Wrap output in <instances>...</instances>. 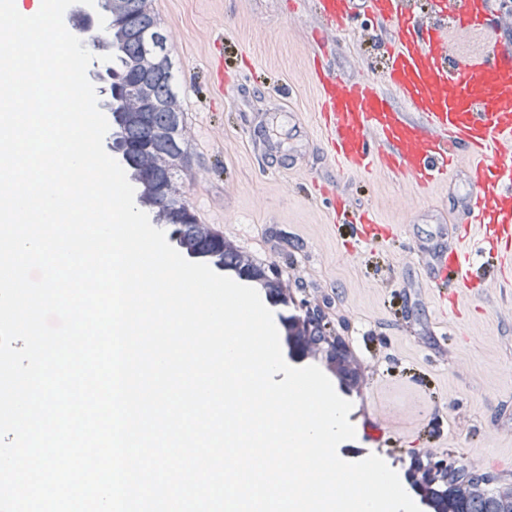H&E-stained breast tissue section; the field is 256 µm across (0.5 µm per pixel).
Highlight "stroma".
I'll use <instances>...</instances> for the list:
<instances>
[{
	"label": "stroma",
	"mask_w": 512,
	"mask_h": 512,
	"mask_svg": "<svg viewBox=\"0 0 512 512\" xmlns=\"http://www.w3.org/2000/svg\"><path fill=\"white\" fill-rule=\"evenodd\" d=\"M168 35L175 88L189 130L178 185L204 209L225 243L264 259L288 282L272 306L279 334L299 305L319 309L325 339L340 337L357 388L336 385L352 404V448L382 457L400 480L442 460L512 486V284L488 280L459 290L440 313L425 276L429 247L456 239L464 182L419 189L375 173L339 177L313 128L317 51L312 0H148ZM343 80L382 82L387 58L366 18L324 50ZM244 66L241 88L221 72ZM276 162L252 152L248 125L273 103ZM336 182L356 208L394 226L393 236L346 252L347 224L330 223L314 182Z\"/></svg>",
	"instance_id": "obj_1"
}]
</instances>
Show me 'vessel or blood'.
Listing matches in <instances>:
<instances>
[{
    "mask_svg": "<svg viewBox=\"0 0 512 512\" xmlns=\"http://www.w3.org/2000/svg\"><path fill=\"white\" fill-rule=\"evenodd\" d=\"M389 30L390 92L357 79L330 77L313 62L319 140L344 177L374 171L425 189L465 173L469 191L457 220L464 234L430 253L440 301L485 280L483 258H512V5L507 0H318V38L337 40L358 14ZM493 20L498 36L481 52L452 55L449 42L482 33ZM334 219L358 227L354 248L388 231L354 211L336 187Z\"/></svg>",
    "mask_w": 512,
    "mask_h": 512,
    "instance_id": "1",
    "label": "vessel or blood"
}]
</instances>
